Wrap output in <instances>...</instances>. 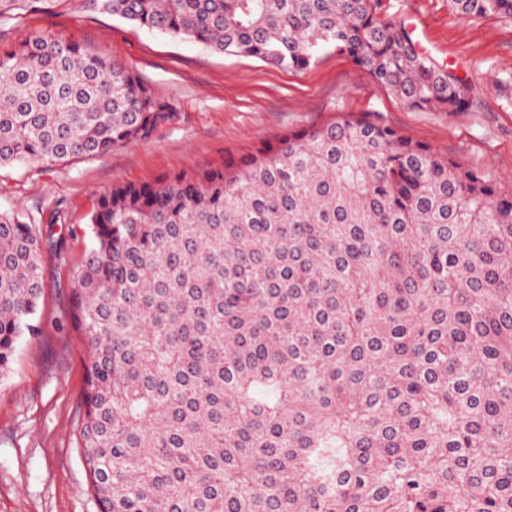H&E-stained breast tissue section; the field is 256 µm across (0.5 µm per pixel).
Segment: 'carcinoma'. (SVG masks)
I'll return each instance as SVG.
<instances>
[{"label":"carcinoma","mask_w":512,"mask_h":512,"mask_svg":"<svg viewBox=\"0 0 512 512\" xmlns=\"http://www.w3.org/2000/svg\"><path fill=\"white\" fill-rule=\"evenodd\" d=\"M288 71L330 46L403 104L468 87L381 0H96ZM512 18V0H450ZM177 117L129 67L38 34L0 52V168ZM69 297L99 512H512V192L367 112L101 192ZM40 224L0 213V378L36 336Z\"/></svg>","instance_id":"obj_1"}]
</instances>
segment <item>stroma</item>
Instances as JSON below:
<instances>
[{"label": "stroma", "mask_w": 512, "mask_h": 512, "mask_svg": "<svg viewBox=\"0 0 512 512\" xmlns=\"http://www.w3.org/2000/svg\"><path fill=\"white\" fill-rule=\"evenodd\" d=\"M382 20L423 28L424 54L469 86L463 112L415 110L335 50L289 72L223 55L98 10L92 0H26L0 17V47L49 33L132 68L177 109L148 139L91 159L0 169V212L42 225L40 332L21 337L0 379V512H98L77 446L84 355L68 297L98 195L221 165L341 112H368L462 167L512 188V18H463L448 0H382Z\"/></svg>", "instance_id": "obj_1"}]
</instances>
